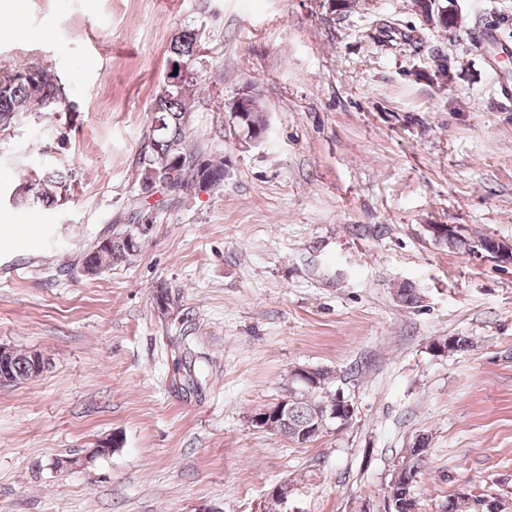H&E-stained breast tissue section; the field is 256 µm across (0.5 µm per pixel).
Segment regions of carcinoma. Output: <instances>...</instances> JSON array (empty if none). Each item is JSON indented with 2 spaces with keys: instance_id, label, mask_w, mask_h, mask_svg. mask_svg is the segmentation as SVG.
Listing matches in <instances>:
<instances>
[{
  "instance_id": "cac0c4a2",
  "label": "carcinoma",
  "mask_w": 512,
  "mask_h": 512,
  "mask_svg": "<svg viewBox=\"0 0 512 512\" xmlns=\"http://www.w3.org/2000/svg\"><path fill=\"white\" fill-rule=\"evenodd\" d=\"M415 2L425 19L433 18L443 28L455 23V14L442 4V0ZM196 51V35L184 31L182 38L171 43V60L186 64L192 71L195 69ZM196 81L197 78L194 77L177 89L164 87L154 99L151 108V147L140 157L141 180L145 181L152 175L163 177V168H168L177 161L179 166L172 190L180 191L191 183H201L203 171L199 168L197 159L204 158L208 174L212 177L211 185L223 183L226 172L224 158H212L189 144L191 113L188 111L186 93ZM66 99V89L61 80L39 66L24 65L1 74L0 129L10 127L26 111L57 112L66 104ZM264 122L265 119L261 111L254 107L253 100L241 101L236 118L238 127L245 132L253 129L260 134L263 132ZM71 178L72 172L69 170L56 167L46 169L38 179L28 183V192L18 194L17 202L28 207H56L65 199ZM142 243L139 228L133 223L128 224L123 231L102 239L92 251L86 253L83 268L86 271L100 272L122 263L138 252ZM13 368L20 381L32 377L30 353L14 351ZM327 380L328 372L317 369L313 377L303 382L302 392L289 393L287 411L282 417L272 421L281 436L296 443H307L315 438V435L305 434L303 430L318 423V416L324 414V410L330 409L327 395L331 390L326 388ZM426 449V439L417 440L407 450L406 467L391 479L388 488L394 492L396 503L392 512H412L415 506L413 487Z\"/></svg>"
}]
</instances>
